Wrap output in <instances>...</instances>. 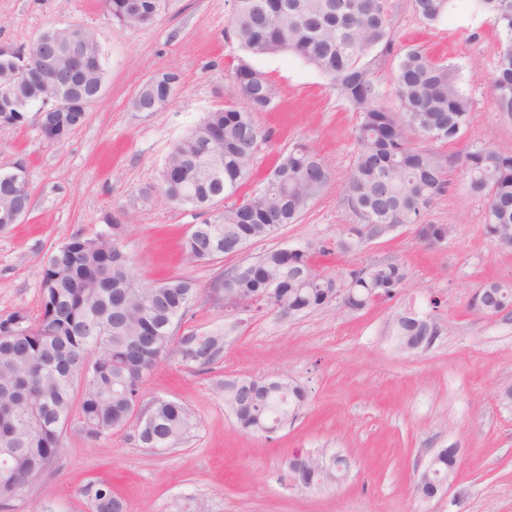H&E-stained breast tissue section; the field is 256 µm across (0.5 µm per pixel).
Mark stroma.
<instances>
[{
    "label": "stroma",
    "mask_w": 512,
    "mask_h": 512,
    "mask_svg": "<svg viewBox=\"0 0 512 512\" xmlns=\"http://www.w3.org/2000/svg\"><path fill=\"white\" fill-rule=\"evenodd\" d=\"M390 5L395 50L372 64L385 105L398 107L391 79L397 52L408 45L451 64L471 98L470 123L457 141L418 142L445 166L447 190L423 221L447 225V239L426 246L409 225L357 251H336L355 222L342 183L354 162L359 118L322 74L279 54L255 62L274 84L278 105L254 116L268 138L241 192L260 186L298 143L318 153L331 180L296 223L248 242L241 256L190 262L180 243L202 217L167 203L156 178L174 142L236 94L231 68L241 51L226 34L231 0H163L153 24L127 28L103 0H0V47L26 45L48 26L75 22L96 35L106 70L101 101L62 142H45L33 124L0 126V171L24 164L31 194L27 216L0 227V315H38L41 268L51 251L118 218L127 226L137 283L193 281L198 296L183 331L227 334L210 371L173 352L146 381V397L192 412L195 426L179 445L144 448L131 428L93 438L80 410H72L59 461L0 512H92L88 490L102 482L127 512H512V401L502 396L512 386V315L486 317L470 307L481 284L512 282V250L487 236L486 200L462 171L475 146L512 153V120L499 114L489 83L500 50L496 25L471 11L470 0H455L432 26L418 19L412 0ZM165 71L181 77L171 99L158 111H135L139 88ZM319 245L332 250L317 260L327 275L394 261L406 266L408 280L392 299L356 313L332 304L293 317L265 308L237 312L211 296L214 278L240 261ZM406 310L432 313L438 335L429 347L397 348L389 327ZM271 375L301 387L307 404L270 436L245 433L216 383ZM442 448L458 449L457 475L446 494L422 500L414 486ZM322 451L347 459L345 478L317 490L293 486L288 458Z\"/></svg>",
    "instance_id": "stroma-1"
}]
</instances>
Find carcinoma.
<instances>
[{
  "label": "carcinoma",
  "instance_id": "carcinoma-1",
  "mask_svg": "<svg viewBox=\"0 0 512 512\" xmlns=\"http://www.w3.org/2000/svg\"><path fill=\"white\" fill-rule=\"evenodd\" d=\"M452 0H413L415 13L426 23L442 19ZM492 15L503 36L490 85L497 109L512 119V0H473ZM112 19L122 27L148 26L156 20L162 0H104ZM229 29L243 52L232 69L238 100L206 112L177 140L161 168L158 190L170 204L208 214L195 225L196 236L184 238L188 260L206 261L204 252L271 236L297 221L330 179L325 162L305 144L295 145L271 177L243 200L212 211L233 196L250 174L259 142L267 139L254 115L275 107L276 89L250 59L280 53L302 58L327 79L361 122L355 162L343 181V196L357 219L349 229L356 241L389 235L391 228L413 225L420 238H442L446 228L421 222L423 213L446 192V172L414 138L451 142L469 125L471 101L458 85L453 67L428 58L415 47L400 56L392 83L399 110L384 106L370 55L389 52L394 44L390 0H232ZM88 51L72 85L95 103L93 88L105 80L102 51L95 34L83 27L72 33ZM67 38L62 28L44 29L28 46L0 53V119L23 127L30 113L49 107L54 90L30 79H12L14 61H34L40 48ZM175 72L147 80L133 98V107L167 103L179 83ZM87 112H49L40 126L52 142L65 139L84 124ZM470 190L486 198L484 227L492 239L512 235V153L478 146L465 158ZM0 172V216L31 206L21 190ZM123 224H108L93 237L73 236L57 245L42 266L41 312L32 318L17 310L0 316V503L16 499V488L35 469L47 471L61 456L56 421L67 422L74 387L84 382L80 410L86 432L99 437L131 426L134 398H143L146 379L179 343L183 360L212 369L224 344L221 334L176 337L173 329L189 314L197 288L171 279L158 288L138 284L125 248ZM253 275L236 280L240 300L294 316L317 310L336 297V280L314 267L308 248H281L250 262ZM347 305L363 310L392 298L408 273L397 262L369 264L347 272ZM495 297L483 311L512 309V284L494 283ZM391 335L403 352L418 345L416 337L437 335L431 315L399 314ZM97 356L88 372L82 364L91 349ZM265 379H226L224 406L241 429L268 435L298 416L306 405L302 389L279 379L263 389ZM153 415L138 438L146 448H171L194 427L182 404L154 397ZM322 454H297L303 485L320 487L340 480L341 461L318 467ZM429 480L415 486L421 498L454 479L456 449L443 448ZM95 512H127L123 500L101 483L90 489Z\"/></svg>",
  "mask_w": 512,
  "mask_h": 512
}]
</instances>
